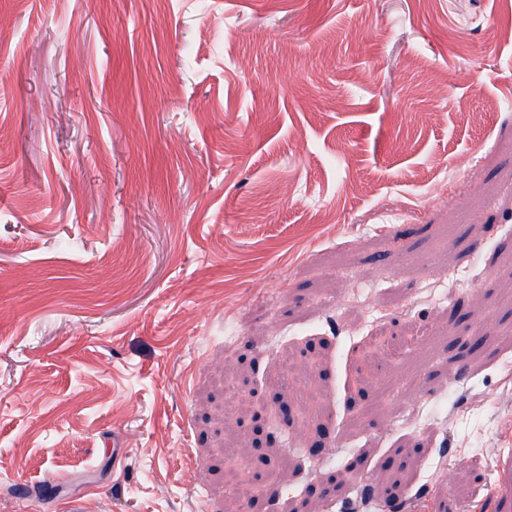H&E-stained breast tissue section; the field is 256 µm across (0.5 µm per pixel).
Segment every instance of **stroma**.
Returning a JSON list of instances; mask_svg holds the SVG:
<instances>
[{"label": "stroma", "instance_id": "obj_1", "mask_svg": "<svg viewBox=\"0 0 512 512\" xmlns=\"http://www.w3.org/2000/svg\"><path fill=\"white\" fill-rule=\"evenodd\" d=\"M506 351L512 0H0V512H512Z\"/></svg>", "mask_w": 512, "mask_h": 512}]
</instances>
